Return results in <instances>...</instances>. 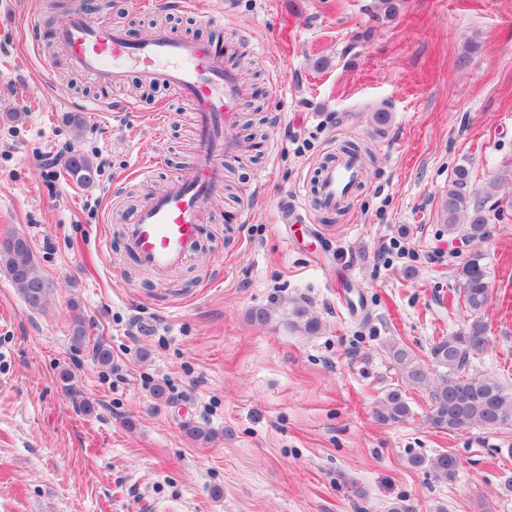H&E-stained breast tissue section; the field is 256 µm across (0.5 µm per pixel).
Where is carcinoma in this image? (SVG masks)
Masks as SVG:
<instances>
[{
	"label": "carcinoma",
	"mask_w": 512,
	"mask_h": 512,
	"mask_svg": "<svg viewBox=\"0 0 512 512\" xmlns=\"http://www.w3.org/2000/svg\"><path fill=\"white\" fill-rule=\"evenodd\" d=\"M68 171L73 180L84 186L94 184L97 176L93 161L80 153L72 157ZM469 181V169L457 167L443 199V213L448 237L467 239L473 245L460 266L457 292V299L468 310L471 320L464 329L436 338L427 362L397 342L387 345L389 358L402 378L415 389L429 391V425L448 432L512 424V389L496 377L472 369L473 359L489 345L488 327L481 313L489 301L490 283L481 244L491 236L492 218L500 216L504 206L496 198L497 181H490L481 197L470 196ZM0 267L31 309L40 310L46 305L49 289L26 237L12 235L0 243ZM290 326L310 336L321 329L320 321L304 305L292 308ZM429 362L439 371L431 372ZM409 414L410 408L398 390L390 392L376 412L382 421H400ZM183 431L196 442L209 443L214 438L211 429L194 422L185 423ZM410 464L428 470L442 481L453 479L458 469V460L450 454L414 456Z\"/></svg>",
	"instance_id": "1"
}]
</instances>
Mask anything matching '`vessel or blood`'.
Listing matches in <instances>:
<instances>
[{
    "label": "vessel or blood",
    "instance_id": "vessel-or-blood-1",
    "mask_svg": "<svg viewBox=\"0 0 512 512\" xmlns=\"http://www.w3.org/2000/svg\"><path fill=\"white\" fill-rule=\"evenodd\" d=\"M53 39L70 65L91 75L102 89L137 73L147 84L161 83L188 101L195 112L196 162L165 189L141 204L124 222L128 250L146 269L165 275L196 254L210 201L224 183V159L238 151L230 132L245 85L221 45L188 39L156 27L138 40L83 11L73 12ZM362 179L360 159L348 152L318 167L314 204L335 210Z\"/></svg>",
    "mask_w": 512,
    "mask_h": 512
}]
</instances>
